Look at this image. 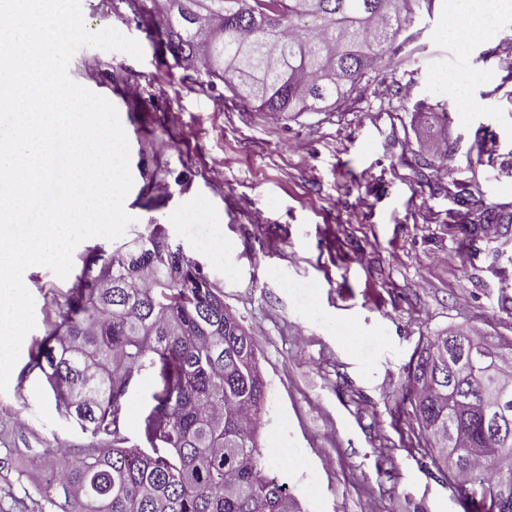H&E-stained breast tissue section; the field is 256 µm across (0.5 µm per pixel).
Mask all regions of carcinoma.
<instances>
[{"label":"carcinoma","mask_w":512,"mask_h":512,"mask_svg":"<svg viewBox=\"0 0 512 512\" xmlns=\"http://www.w3.org/2000/svg\"><path fill=\"white\" fill-rule=\"evenodd\" d=\"M422 2L432 0H129L140 17L162 16L156 41L175 64H197L202 82L218 79L241 105L280 115L345 99L376 65L349 55L352 41L373 38L385 55ZM468 336L464 325L428 336L412 356L408 388L425 436L448 430V388L466 405L480 398L478 384L438 362L450 348L463 353ZM252 349L224 296L160 225L138 233L133 250L88 252L21 370L52 393L79 441L61 461L51 442L32 447L26 428L8 429L0 416V479L21 485L41 512H300L269 472L259 427L239 417L266 396ZM504 350L488 336L470 357L495 364L496 379L512 388ZM144 373L157 389L133 440L127 400ZM453 422L466 448L457 462L464 512H493L491 475L471 449L512 452V394ZM35 468L47 475L34 478Z\"/></svg>","instance_id":"cac0c4a2"}]
</instances>
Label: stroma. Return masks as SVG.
Instances as JSON below:
<instances>
[{
	"mask_svg": "<svg viewBox=\"0 0 512 512\" xmlns=\"http://www.w3.org/2000/svg\"><path fill=\"white\" fill-rule=\"evenodd\" d=\"M142 59L84 46L75 82L117 109L130 148L133 221L181 244L252 334L266 384L261 446L302 512H463L420 446L406 368L420 340L467 325L512 342V231L467 237L463 207L512 212V0H432L378 66L324 112L243 108L148 37L126 0H81ZM480 14L483 36L459 24ZM70 276L32 266L34 335ZM31 438L77 440L53 397L11 372L0 406Z\"/></svg>",
	"mask_w": 512,
	"mask_h": 512,
	"instance_id": "1",
	"label": "stroma"
}]
</instances>
